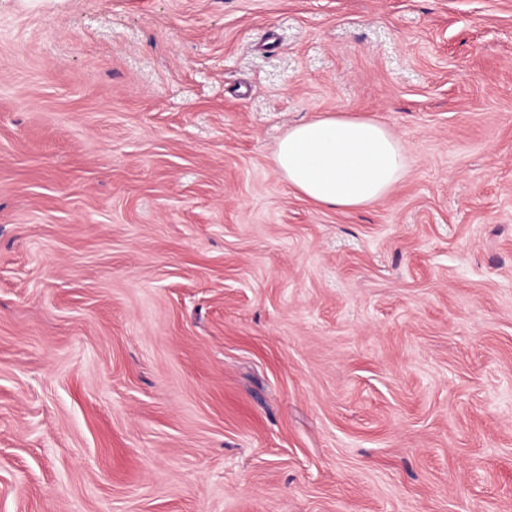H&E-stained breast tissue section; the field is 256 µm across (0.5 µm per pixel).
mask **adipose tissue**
<instances>
[{
  "label": "adipose tissue",
  "instance_id": "adipose-tissue-1",
  "mask_svg": "<svg viewBox=\"0 0 512 512\" xmlns=\"http://www.w3.org/2000/svg\"><path fill=\"white\" fill-rule=\"evenodd\" d=\"M274 163L312 202L342 209L384 198L401 179L407 157L385 125L370 119L318 117L280 140Z\"/></svg>",
  "mask_w": 512,
  "mask_h": 512
}]
</instances>
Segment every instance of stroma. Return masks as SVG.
I'll list each match as a JSON object with an SVG mask.
<instances>
[{"label":"stroma","mask_w":512,"mask_h":512,"mask_svg":"<svg viewBox=\"0 0 512 512\" xmlns=\"http://www.w3.org/2000/svg\"><path fill=\"white\" fill-rule=\"evenodd\" d=\"M0 512H512V0H0ZM274 163L312 202L342 209L384 198L401 179L407 157L385 125L370 119L318 117L280 140Z\"/></svg>","instance_id":"stroma-1"}]
</instances>
